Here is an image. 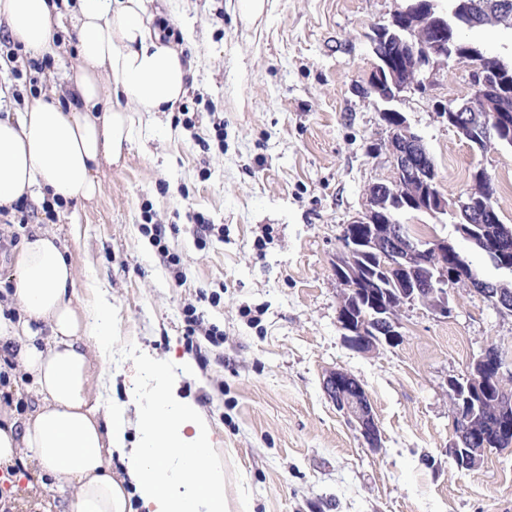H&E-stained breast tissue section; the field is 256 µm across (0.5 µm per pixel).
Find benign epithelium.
<instances>
[{"mask_svg": "<svg viewBox=\"0 0 512 512\" xmlns=\"http://www.w3.org/2000/svg\"><path fill=\"white\" fill-rule=\"evenodd\" d=\"M425 12L416 5L411 12L399 10L390 19L372 27L369 41L380 64L375 66L370 78L373 94L386 104L398 101L405 93L423 90L424 73L435 60L453 59L457 51L448 47V19L439 17L432 26V35L422 47L411 49L402 40L406 32L424 21ZM390 109L381 111V120L388 132L392 151L393 176L386 182L374 184L365 210L350 218L339 235L340 248L333 259L336 281L344 293L337 312V323L343 331L344 341L358 352L369 353L379 345L394 344L401 340V323L398 310L405 305L421 304L433 312L448 317V288L458 278L469 281L479 294L493 300L498 308L512 311V282L502 280L494 284L478 279L457 254L448 239L435 235L425 236L413 226L405 227L397 216L411 211L433 215L448 213V200L439 190L436 169L425 161L427 149L405 116L396 123L387 120ZM512 112V96L478 75L474 80L473 95L463 102H449L439 107V115L450 119L453 129L464 139H471L474 128L482 122L481 114H493V122L502 125L506 114ZM488 177L479 174L466 195L455 200L453 208L468 221L494 219L495 213L487 205L474 211L478 200L490 196ZM353 224H365L369 235L358 241L351 237ZM366 245L371 252L384 260L388 270L409 269L411 287L402 293L401 302L389 305L388 298L377 290L371 291L374 300L367 304L354 298L360 286L370 279L355 267L345 264V255ZM502 373L501 359L496 350L486 346L472 362L463 381L448 379V388L457 399L453 414L458 422V440L453 443L452 458L460 470H473L484 462L485 455L499 446L494 439H487L480 431L481 403L491 386ZM325 395L336 405L357 432L359 438L374 452L383 451L382 434L375 418L369 397L362 384L341 369L330 371L323 380Z\"/></svg>", "mask_w": 512, "mask_h": 512, "instance_id": "benign-epithelium-1", "label": "benign epithelium"}]
</instances>
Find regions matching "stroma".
Returning <instances> with one entry per match:
<instances>
[{"label": "stroma", "instance_id": "1", "mask_svg": "<svg viewBox=\"0 0 512 512\" xmlns=\"http://www.w3.org/2000/svg\"><path fill=\"white\" fill-rule=\"evenodd\" d=\"M404 0H267L245 20L237 0H148L152 27L171 26L191 65L176 111L159 114L124 165H102L100 189L46 217L29 201L28 223L0 215V297L16 245L34 227L58 234L89 298L87 279L112 294L113 395L128 404L141 351L188 356L184 391L213 431L224 467L227 512H512V448L487 452L475 470L448 456L455 434L448 380L465 376L490 344L502 352L512 389V312L463 285L448 291L451 317L422 305L400 311L398 345L349 348L336 323L343 288L332 261L343 224L367 205L369 188L391 177L383 102L363 94L375 63L365 37ZM74 30L59 32L38 91L59 94L76 57ZM425 89L394 107L434 158L439 189L455 199L481 167L495 180L494 207L512 224V148L478 150L449 128L436 106L470 96L468 66L438 61ZM193 115L184 128L180 112ZM224 122L216 141L213 124ZM169 226L165 244L185 274L175 281L142 231L144 213ZM224 229L198 242L192 215ZM80 236L72 238V221ZM402 223L454 241L485 278L486 257L454 226L455 215L412 212ZM195 306L223 333L219 345L187 336L183 310ZM342 369L366 390L382 432V453L358 438L325 395L327 372ZM27 467L0 464V501L9 512L50 502Z\"/></svg>", "mask_w": 512, "mask_h": 512}]
</instances>
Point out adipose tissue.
Masks as SVG:
<instances>
[{
    "instance_id": "ef3b65f1",
    "label": "adipose tissue",
    "mask_w": 512,
    "mask_h": 512,
    "mask_svg": "<svg viewBox=\"0 0 512 512\" xmlns=\"http://www.w3.org/2000/svg\"><path fill=\"white\" fill-rule=\"evenodd\" d=\"M66 15L78 40L67 96L29 97L17 119H0V206L26 194L55 205L92 199L99 166L119 164L155 113L173 111L187 93L183 53L150 26L145 0H0L13 39L38 54L53 52ZM92 295L81 299L56 233L24 238L16 308L0 312V369L8 380L25 378L36 404L0 417V463L21 460L53 479L60 512H225L211 427L179 393L191 362L181 360L176 374L169 361L141 353L136 371L156 385L129 415L111 397V294L96 287ZM132 424L139 436L131 444ZM115 457L126 482L112 477Z\"/></svg>"
}]
</instances>
